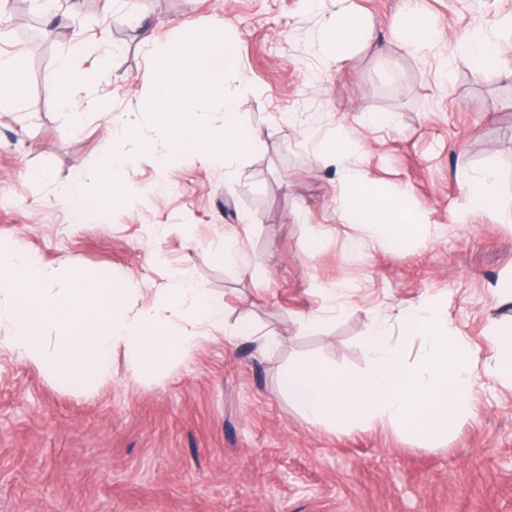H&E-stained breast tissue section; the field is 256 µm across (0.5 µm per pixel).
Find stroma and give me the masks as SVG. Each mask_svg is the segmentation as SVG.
Returning a JSON list of instances; mask_svg holds the SVG:
<instances>
[{
  "mask_svg": "<svg viewBox=\"0 0 512 512\" xmlns=\"http://www.w3.org/2000/svg\"><path fill=\"white\" fill-rule=\"evenodd\" d=\"M0 30V59L21 56L24 103L0 115V238L37 253L63 278L126 281L134 308L154 306L176 277L224 299V320L250 317L277 344L260 353L223 328L152 370L121 348L112 375L90 386L24 363L0 327V512H512V384L490 376L493 322H512L498 290L512 282V0H26ZM351 10L366 26L342 62L313 40ZM205 17L242 63L228 78L238 112L259 131L232 170L195 154L158 167L112 139L87 111L45 92L73 37L107 34L111 84L86 88L156 130L139 104L153 65L136 31L191 34ZM441 33L408 47L413 19ZM41 26L33 46L20 37ZM482 31L497 68L453 54ZM421 215L425 233L389 244L342 220L346 185L331 156ZM136 154L138 197L111 209L88 174L104 154ZM497 165V201L475 207L463 175ZM84 181V222L56 197ZM236 230L240 254L224 256ZM423 299L477 350L475 412L429 444L388 422L313 423L289 402L278 372L320 359L357 371L372 320Z\"/></svg>",
  "mask_w": 512,
  "mask_h": 512,
  "instance_id": "stroma-1",
  "label": "stroma"
}]
</instances>
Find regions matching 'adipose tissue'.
<instances>
[{
  "mask_svg": "<svg viewBox=\"0 0 512 512\" xmlns=\"http://www.w3.org/2000/svg\"><path fill=\"white\" fill-rule=\"evenodd\" d=\"M98 80H111L107 60H100L94 72L79 68L70 62H62L57 78L46 85L49 97L62 103L73 101L75 89L87 86L89 75ZM133 169L130 161L119 154L103 157L92 177L99 181L113 208H121L133 190ZM349 196L341 210V217L349 223L365 224L373 237L388 241L396 238H415L421 235L423 226L415 212L399 199L380 193L377 185L369 179L350 180Z\"/></svg>",
  "mask_w": 512,
  "mask_h": 512,
  "instance_id": "ef3b65f1",
  "label": "adipose tissue"
}]
</instances>
